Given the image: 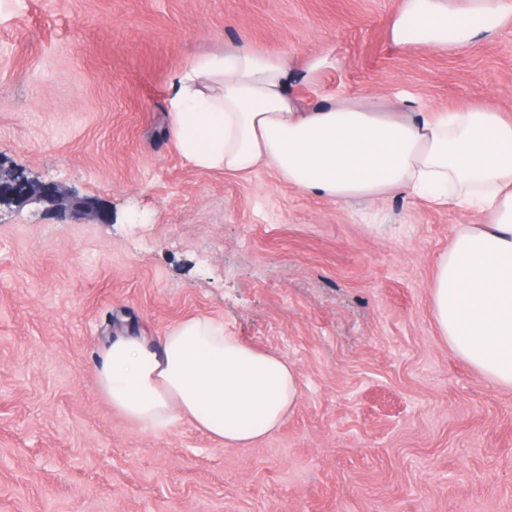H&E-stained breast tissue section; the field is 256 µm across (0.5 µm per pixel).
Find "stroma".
<instances>
[{"mask_svg": "<svg viewBox=\"0 0 512 512\" xmlns=\"http://www.w3.org/2000/svg\"><path fill=\"white\" fill-rule=\"evenodd\" d=\"M487 38H390L401 0H0V173L111 210L0 208V512H512V388L439 336L429 283L458 225L407 196L339 205L193 167L169 86L241 45L302 66L325 97L512 117V0ZM222 320L297 370L272 435L223 445L141 430L96 388L112 339ZM335 64L336 58L331 53L313 57L305 63L301 78L305 81H316L324 71L332 68Z\"/></svg>", "mask_w": 512, "mask_h": 512, "instance_id": "35a3bbf8", "label": "stroma"}]
</instances>
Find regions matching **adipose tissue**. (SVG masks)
<instances>
[{"instance_id": "adipose-tissue-1", "label": "adipose tissue", "mask_w": 512, "mask_h": 512, "mask_svg": "<svg viewBox=\"0 0 512 512\" xmlns=\"http://www.w3.org/2000/svg\"><path fill=\"white\" fill-rule=\"evenodd\" d=\"M499 23L494 9L403 0L391 40L440 50ZM335 63L326 53L297 72L246 45L194 59L168 99L178 150L204 170L244 175L269 166L285 185L339 204L404 194L478 213L481 223L461 225L437 264L430 310L458 356L512 386V118L483 108L377 112L336 98L304 105L293 96L296 78L318 80ZM97 386L136 426L159 431L184 419L238 447L276 431L299 396L286 359L208 317L183 320L155 343L114 339Z\"/></svg>"}]
</instances>
